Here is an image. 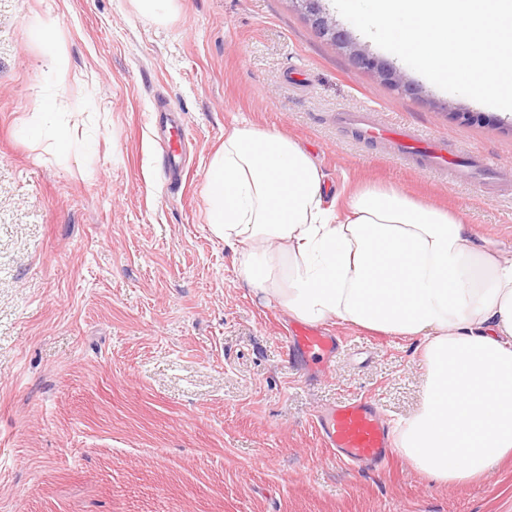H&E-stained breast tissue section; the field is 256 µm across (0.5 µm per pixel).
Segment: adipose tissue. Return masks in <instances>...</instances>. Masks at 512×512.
Wrapping results in <instances>:
<instances>
[{"instance_id": "ef3b65f1", "label": "adipose tissue", "mask_w": 512, "mask_h": 512, "mask_svg": "<svg viewBox=\"0 0 512 512\" xmlns=\"http://www.w3.org/2000/svg\"><path fill=\"white\" fill-rule=\"evenodd\" d=\"M32 34L64 81L56 19ZM19 134L47 136L64 158L73 149L48 98ZM204 196L211 233L288 317L416 342L424 396L397 435L415 469L467 482L512 456V257L474 237L461 211L377 183L330 187L300 143L248 127L225 135Z\"/></svg>"}]
</instances>
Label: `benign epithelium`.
Wrapping results in <instances>:
<instances>
[{
    "label": "benign epithelium",
    "mask_w": 512,
    "mask_h": 512,
    "mask_svg": "<svg viewBox=\"0 0 512 512\" xmlns=\"http://www.w3.org/2000/svg\"><path fill=\"white\" fill-rule=\"evenodd\" d=\"M291 2L304 14L320 38L335 48L348 52L349 58L356 68L372 74L383 83L399 91L414 96L422 93V88L418 84L407 80L386 60L359 47L350 32L340 27L322 9L321 0H291Z\"/></svg>",
    "instance_id": "1"
}]
</instances>
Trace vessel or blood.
Listing matches in <instances>:
<instances>
[{"label": "vessel or blood", "instance_id": "vessel-or-blood-1", "mask_svg": "<svg viewBox=\"0 0 512 512\" xmlns=\"http://www.w3.org/2000/svg\"><path fill=\"white\" fill-rule=\"evenodd\" d=\"M345 121L360 127L368 139L392 141L402 154L424 155L426 170L442 172L448 166L447 158L422 134L407 132L399 126H371L363 115L355 113L347 114ZM340 345V337L307 327L294 328L289 338L290 351L306 355L313 362L327 357ZM315 424L324 447L331 450L337 463L357 471L376 470L384 468L391 457L393 429L371 397L357 396L324 411L316 416Z\"/></svg>", "mask_w": 512, "mask_h": 512}]
</instances>
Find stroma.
I'll list each match as a JSON object with an SVG mask.
<instances>
[{"mask_svg":"<svg viewBox=\"0 0 512 512\" xmlns=\"http://www.w3.org/2000/svg\"><path fill=\"white\" fill-rule=\"evenodd\" d=\"M47 16L62 86L31 36ZM422 88L355 68L291 0H178L164 23L134 0H0V512H512V458L448 484L397 455L336 464L315 413L368 395L411 415L415 342L323 322L343 344L306 371L288 359L295 319L207 224L210 159L250 126L301 143L332 183L461 210L512 255V118ZM49 95L80 146L66 159L16 134ZM363 110L444 143L447 172L342 122ZM174 125L175 179L157 144Z\"/></svg>","mask_w":512,"mask_h":512,"instance_id":"1","label":"stroma"}]
</instances>
